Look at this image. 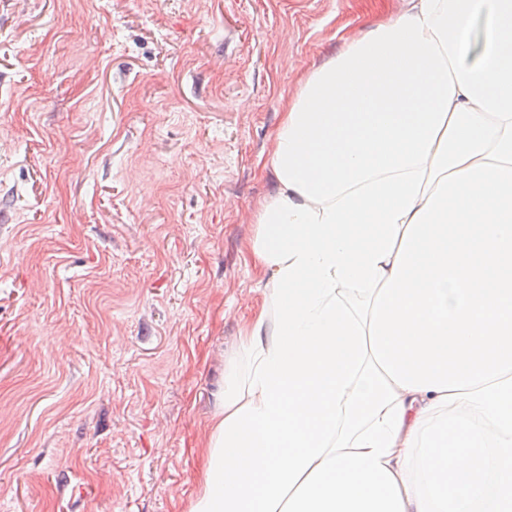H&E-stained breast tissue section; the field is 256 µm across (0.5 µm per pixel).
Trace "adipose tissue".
I'll return each mask as SVG.
<instances>
[{
	"label": "adipose tissue",
	"instance_id": "ef3b65f1",
	"mask_svg": "<svg viewBox=\"0 0 512 512\" xmlns=\"http://www.w3.org/2000/svg\"><path fill=\"white\" fill-rule=\"evenodd\" d=\"M266 165L188 512H512V0H404Z\"/></svg>",
	"mask_w": 512,
	"mask_h": 512
}]
</instances>
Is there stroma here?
Masks as SVG:
<instances>
[{"label": "stroma", "mask_w": 512, "mask_h": 512, "mask_svg": "<svg viewBox=\"0 0 512 512\" xmlns=\"http://www.w3.org/2000/svg\"><path fill=\"white\" fill-rule=\"evenodd\" d=\"M401 0H0V512H188L300 68Z\"/></svg>", "instance_id": "1"}]
</instances>
